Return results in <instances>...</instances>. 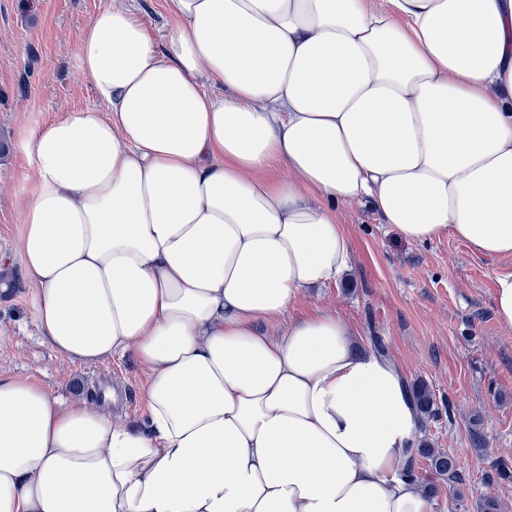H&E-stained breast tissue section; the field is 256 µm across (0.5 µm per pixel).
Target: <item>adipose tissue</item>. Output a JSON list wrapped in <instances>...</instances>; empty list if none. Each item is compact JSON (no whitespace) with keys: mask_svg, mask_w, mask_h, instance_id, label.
Returning a JSON list of instances; mask_svg holds the SVG:
<instances>
[{"mask_svg":"<svg viewBox=\"0 0 512 512\" xmlns=\"http://www.w3.org/2000/svg\"><path fill=\"white\" fill-rule=\"evenodd\" d=\"M136 0L80 64L103 109L44 126L17 249L41 339L132 355L140 424L0 376V512H433L398 363L338 313L335 202L500 262L512 330V0ZM137 17L159 40L168 31L170 19L163 0H137Z\"/></svg>","mask_w":512,"mask_h":512,"instance_id":"1","label":"adipose tissue"}]
</instances>
